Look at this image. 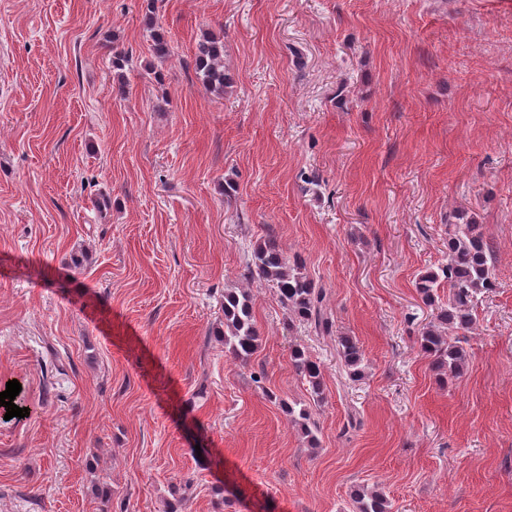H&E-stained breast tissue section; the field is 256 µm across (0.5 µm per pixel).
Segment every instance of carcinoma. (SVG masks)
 I'll list each match as a JSON object with an SVG mask.
<instances>
[{
  "instance_id": "cac0c4a2",
  "label": "carcinoma",
  "mask_w": 512,
  "mask_h": 512,
  "mask_svg": "<svg viewBox=\"0 0 512 512\" xmlns=\"http://www.w3.org/2000/svg\"><path fill=\"white\" fill-rule=\"evenodd\" d=\"M151 50L158 59L171 57L173 48L165 35L152 34ZM195 70L202 84L221 95L231 81L224 70V45L214 36H205L198 44ZM251 278L268 282L277 288L279 302L291 320L302 322L317 336L333 334V321L325 306L326 289L318 287L296 259L290 260L272 239L258 243L248 263ZM416 292L427 306L439 305L435 321L424 326L417 342L430 366L441 377L459 376L466 365L463 347L449 341L448 333L466 335L474 324V311L479 300L497 288L492 274L491 249L480 225L454 215L448 224V262L422 271L415 281ZM448 289L443 303L439 290ZM252 294L247 288L224 289V349L242 363L248 362L260 347V336L254 323ZM336 351L353 380L364 376V354L352 336L336 337ZM295 373L311 387L315 402L323 401L321 362L305 347L295 346L289 355ZM288 415L304 434L317 443L310 428L311 411L289 405ZM357 512H390V502L381 489L359 487L353 491Z\"/></svg>"
}]
</instances>
